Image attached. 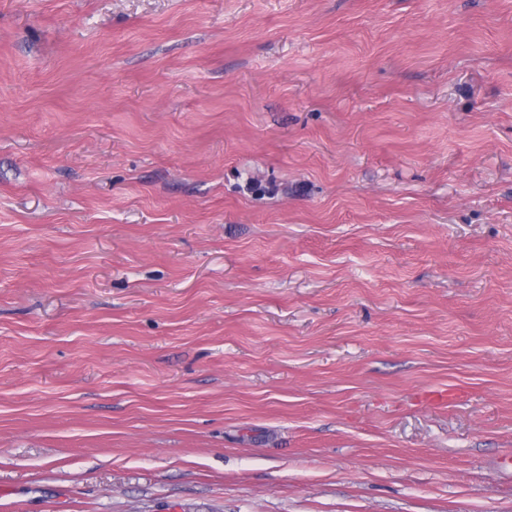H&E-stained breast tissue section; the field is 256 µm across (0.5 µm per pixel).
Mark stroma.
<instances>
[{"instance_id":"1","label":"stroma","mask_w":512,"mask_h":512,"mask_svg":"<svg viewBox=\"0 0 512 512\" xmlns=\"http://www.w3.org/2000/svg\"><path fill=\"white\" fill-rule=\"evenodd\" d=\"M0 512H512V0H0Z\"/></svg>"}]
</instances>
